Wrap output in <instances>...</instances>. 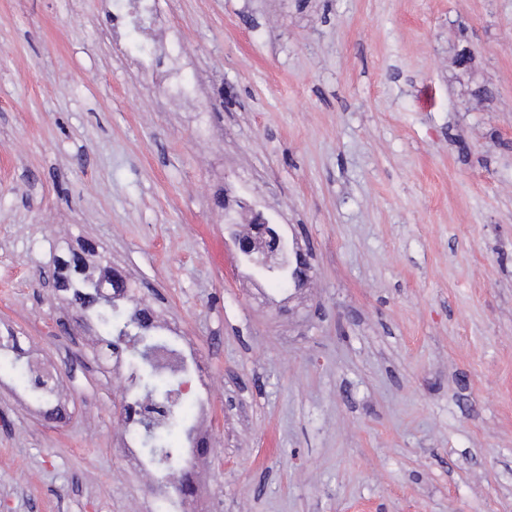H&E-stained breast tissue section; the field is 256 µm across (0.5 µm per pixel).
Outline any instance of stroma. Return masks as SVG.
<instances>
[{
	"label": "stroma",
	"mask_w": 512,
	"mask_h": 512,
	"mask_svg": "<svg viewBox=\"0 0 512 512\" xmlns=\"http://www.w3.org/2000/svg\"><path fill=\"white\" fill-rule=\"evenodd\" d=\"M200 111L114 0H0V512H158L114 415L127 369L42 287L95 242L203 366L190 512H512V0H157ZM233 191L309 277L238 257ZM150 49L147 54L142 55L140 64L145 67L166 68V88L168 95L181 100H190L194 95L193 87L185 85L180 76L167 69V57L162 53H158L156 43H149ZM10 339L12 345L10 346ZM12 353V355H11ZM20 355L17 353L15 336H7L6 343L1 342L0 337V368L8 367L18 373L21 382L29 386L36 393L35 400L39 403L49 404L50 394L42 387L43 383L36 380L33 375V369L29 362L21 363Z\"/></svg>",
	"instance_id": "stroma-1"
}]
</instances>
